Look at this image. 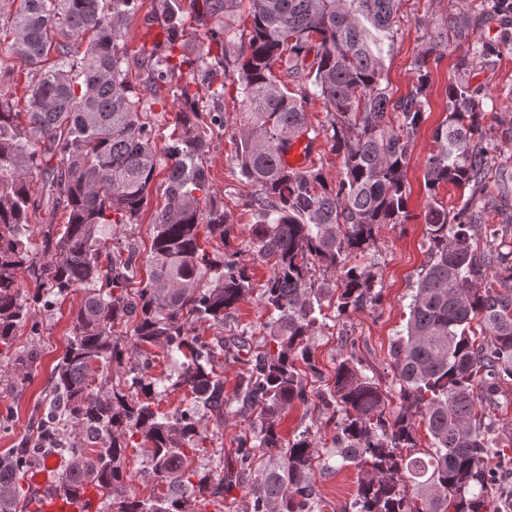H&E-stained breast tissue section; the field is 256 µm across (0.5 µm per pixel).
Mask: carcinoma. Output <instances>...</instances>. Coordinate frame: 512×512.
<instances>
[{
    "label": "carcinoma",
    "mask_w": 512,
    "mask_h": 512,
    "mask_svg": "<svg viewBox=\"0 0 512 512\" xmlns=\"http://www.w3.org/2000/svg\"><path fill=\"white\" fill-rule=\"evenodd\" d=\"M139 2L0 0V28L12 36L8 52L33 72L25 112L0 95V345L12 346L35 306L53 308L60 297L84 291L52 371L48 407L32 422L23 449L0 458V512H25L36 495L20 494L22 478L56 454L65 467L53 490L77 497L90 487L102 512H197L223 503L264 459L273 465L258 472L244 512H322L315 437L287 440L280 431L287 410L309 401L297 364L319 374L308 345L315 325L376 299L369 271L349 258L367 255L379 225L410 220L406 167L428 105L430 62L450 42L476 55L486 44L468 16L448 15L414 59V89L395 100L384 85L380 37L392 33L399 0H190L188 17L182 0H155L164 53L148 57L138 92L126 79L130 60L118 38ZM246 23L248 41L234 61V161L254 188L252 242L271 269L262 298L276 347L261 351L244 331L224 334L225 318L250 291V276L242 251L230 248L234 224L214 199L205 162L207 127L224 124L222 112L203 109L204 97L215 103L224 96L210 90L209 78L226 69L227 47ZM198 27L217 51H187ZM167 84L177 99L167 203L155 220L149 278L130 292L138 251L108 247L103 231L132 223L149 203L158 157L147 112ZM314 97L323 101L326 132L342 159L343 177L334 186L318 169L279 160L281 147L311 130L306 105ZM482 112L481 88L448 85V120L434 134L426 187L434 193L450 183L471 194L452 215L442 205L424 214L430 264L412 295L406 335L390 349L400 412L383 416L378 383L349 358L317 393L341 414L333 444L342 466L362 474L351 503L356 512H485L488 503L490 445L481 427L486 405L498 404V381L512 377V274L497 289L486 283L501 258L473 245L474 226L494 212L484 198L489 143ZM46 203L67 210L68 220L46 225L34 243L29 211ZM39 254L42 265L34 263ZM315 263L339 273L338 283L315 285ZM24 269L39 281L33 295L23 289ZM476 325L488 340L477 341ZM149 346L177 365L166 390L192 393L170 415L154 409L161 379L150 374V363L132 360ZM227 356L246 365L231 398L224 397L220 373ZM39 357L34 345L15 352L11 387L32 382ZM114 366L122 369L116 379ZM234 402L255 415V427L237 442L238 468L192 466L208 453L198 408L221 426ZM418 417L431 438L422 451ZM129 448L148 458L152 478L167 490L147 498L128 490L122 465Z\"/></svg>",
    "instance_id": "cac0c4a2"
}]
</instances>
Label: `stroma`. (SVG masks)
Here are the masks:
<instances>
[{
    "label": "stroma",
    "instance_id": "35a3bbf8",
    "mask_svg": "<svg viewBox=\"0 0 512 512\" xmlns=\"http://www.w3.org/2000/svg\"><path fill=\"white\" fill-rule=\"evenodd\" d=\"M492 5L493 0H400L393 32L382 44L389 90L396 98L412 90L416 81L412 61L431 36L432 24L443 21L449 14L466 10L472 22L481 23V37L489 44L487 57L475 60L468 71L459 70L458 60L463 51L453 47L437 64L431 65L428 105L409 149L406 186L410 219L404 224L380 225L375 246L367 256L356 259L357 264L371 270L378 299L365 309L343 315L336 324L316 329L309 339L316 364L325 377L333 376L343 358L354 356L362 371L378 382L385 398L384 413L389 417L400 409L399 386L389 349L392 341L406 332L408 305L430 259L429 228L422 215L433 203L457 210L470 195L469 190L451 184L429 193L424 179L426 158L437 148L434 133L448 116V85L462 77L470 85L482 87L484 92L481 126L492 146L487 195L501 207L489 223L475 227L474 242L481 248L496 249L504 255L506 265L512 267V13L493 11ZM162 29L163 18L154 12L153 0H142L138 13L119 40L131 58L128 79L133 85H140L142 62L159 47ZM213 83L224 88L221 106L225 124L212 128L206 161L214 193L235 224L234 244L248 262L251 282L250 292L230 314L226 326L247 330L253 343L260 345L264 342L268 320L261 289L270 275V267L253 257L255 248L250 230L253 218L247 205L252 188L232 172L233 135L239 119L236 87L231 78L221 75ZM307 112L314 130L316 152L306 165L320 169L328 183H336L341 177V158L333 151L326 134L327 112L322 101L312 99ZM166 173V167L157 169L148 205L133 224L112 231L109 246L131 244L141 256H148L155 215L166 203ZM82 297V292L70 293L53 310L38 315V335H31L26 326L17 332L14 349L34 344L41 355L36 375L25 389L17 391L8 382L0 381V419H6L9 426L8 431H0V457L19 451L34 408L48 400L51 372L68 346L72 316ZM199 416L201 428L212 439V449L222 451L225 463H233L236 442L249 429V415L229 410L220 428L207 411H200ZM329 416V410L315 401L294 405L285 417L282 433L287 439L306 429L316 433L324 468L317 471L315 484L323 501V512H340L341 506L352 502L360 475L353 467H340L332 444L336 425L330 422Z\"/></svg>",
    "mask_w": 512,
    "mask_h": 512
}]
</instances>
